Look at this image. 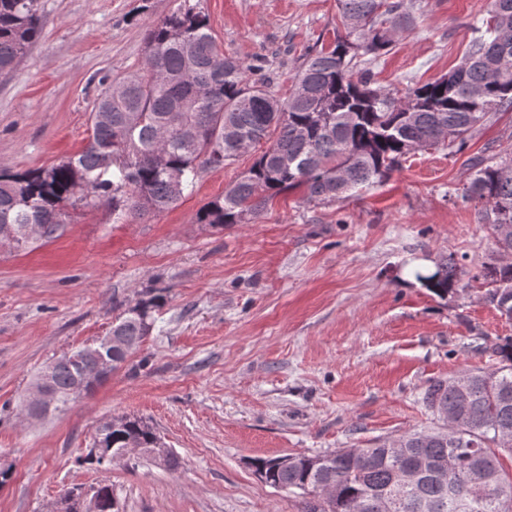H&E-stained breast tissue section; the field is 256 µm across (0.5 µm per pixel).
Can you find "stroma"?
Instances as JSON below:
<instances>
[{
    "instance_id": "stroma-1",
    "label": "stroma",
    "mask_w": 512,
    "mask_h": 512,
    "mask_svg": "<svg viewBox=\"0 0 512 512\" xmlns=\"http://www.w3.org/2000/svg\"><path fill=\"white\" fill-rule=\"evenodd\" d=\"M218 46L262 59L287 97L300 53L330 42L336 0H190ZM180 0H41V37L0 79V169L23 172L82 150L102 82L144 64L149 24ZM485 0H424L416 25L372 66L405 87L456 66ZM512 152V108L464 147L410 155L381 184L329 203L278 194L246 224L197 213L246 171L257 150L201 173L161 213L118 223L107 206L71 211L62 235L0 248V512H47L74 486L111 484L121 512H298L299 497L262 482L257 457L367 448L440 421L422 403L435 380L495 370L489 348L512 320L480 282L439 298L412 266L452 258L477 274L495 255L489 225L462 188L473 159ZM154 295V328L130 367L65 408L19 407L62 353L104 335ZM142 417L178 470L131 456L83 463L98 424Z\"/></svg>"
}]
</instances>
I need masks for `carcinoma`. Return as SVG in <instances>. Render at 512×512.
Returning a JSON list of instances; mask_svg holds the SVG:
<instances>
[{
  "label": "carcinoma",
  "mask_w": 512,
  "mask_h": 512,
  "mask_svg": "<svg viewBox=\"0 0 512 512\" xmlns=\"http://www.w3.org/2000/svg\"><path fill=\"white\" fill-rule=\"evenodd\" d=\"M486 16L472 26L474 36L461 61L448 73L405 89L374 82L369 65L388 53L393 38L377 29L388 23L400 34L415 21L421 0H337L344 34L301 54L287 99L272 90L264 65L224 54L209 19L183 0L150 25L145 46L146 74H127L105 85L90 121L84 149L46 168L11 173L0 170V244L27 251L59 236L65 207L108 205L130 217L160 213L196 184L199 174L240 156L242 143L269 145L248 170L198 215L201 224H246L279 193L302 187L307 201L332 202L356 189L380 183L400 169L411 152L443 143L464 145L491 115L512 107V0H486ZM42 31L40 0H0V76H9ZM505 36L508 45L498 43ZM464 197L480 204L479 218L490 225L497 251L512 252V152L470 167ZM28 224L43 235L29 239ZM463 270L449 258L415 278L440 298L463 287ZM474 279L497 309L512 313V264L490 261ZM154 296L130 307L112 323L129 348L112 358L122 368L153 328ZM499 367L469 375L466 392L454 380H437L424 391L431 412L466 396L453 438L439 427L412 430L399 438L396 461L382 441L357 453L339 449L316 455L258 457L252 460L265 484L301 491L300 512H314L311 500L326 485L320 512H421L420 501L448 496L440 471L492 486L497 495L473 501L463 512H512V472L500 446L512 434V338L491 347ZM91 370L95 357L77 349L52 362V386L67 403L103 383L74 390L78 365ZM100 442L117 454L130 445L152 448L155 428L135 415L112 417ZM418 469L413 487L402 490L400 471ZM98 512H118L112 485H96Z\"/></svg>",
  "instance_id": "1"
}]
</instances>
